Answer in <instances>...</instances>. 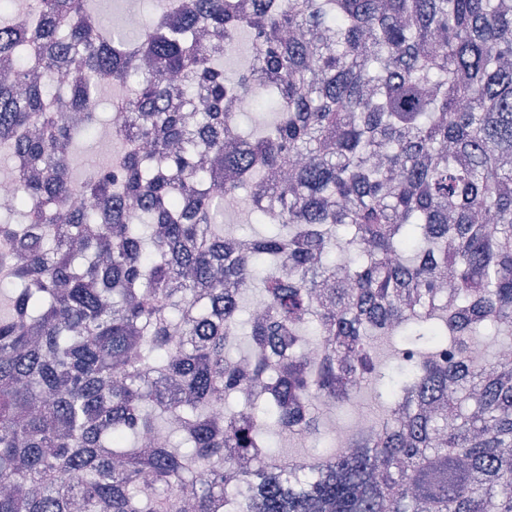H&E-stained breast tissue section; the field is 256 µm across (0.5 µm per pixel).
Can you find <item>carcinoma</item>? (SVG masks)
<instances>
[{
  "label": "carcinoma",
  "mask_w": 512,
  "mask_h": 512,
  "mask_svg": "<svg viewBox=\"0 0 512 512\" xmlns=\"http://www.w3.org/2000/svg\"><path fill=\"white\" fill-rule=\"evenodd\" d=\"M165 2L180 29L132 36L95 0H0L17 187L0 512H184L189 494L194 512H512V364L471 350L512 336V0ZM243 30L255 66L234 82L222 59ZM30 63L75 78L28 83ZM106 87L112 158L76 179ZM252 87L275 117L245 134L224 104ZM175 95L203 103L196 123ZM286 157L303 162L284 179ZM230 209L278 228L227 230ZM255 296L264 314L229 358ZM383 337L417 354L410 375L382 368ZM364 385L380 412L352 451L309 470L272 452L268 431L316 434L315 403Z\"/></svg>",
  "instance_id": "carcinoma-1"
}]
</instances>
